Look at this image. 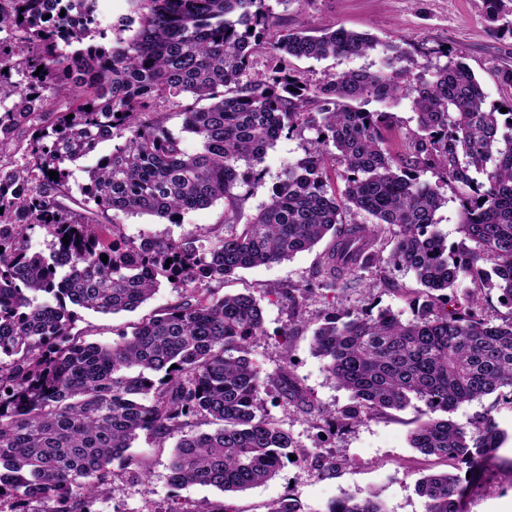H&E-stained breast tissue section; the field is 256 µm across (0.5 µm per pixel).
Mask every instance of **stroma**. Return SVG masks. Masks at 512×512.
Segmentation results:
<instances>
[{
	"label": "stroma",
	"instance_id": "obj_1",
	"mask_svg": "<svg viewBox=\"0 0 512 512\" xmlns=\"http://www.w3.org/2000/svg\"><path fill=\"white\" fill-rule=\"evenodd\" d=\"M265 10L270 25L277 29H315L336 24L371 33L384 43H396L403 53L398 66L413 77H431L436 69L447 64L446 50H460L479 79L487 104H498L512 96V90L502 87L497 79L498 70L512 68V38L494 33L480 0H292L288 5L283 0H265ZM289 65L319 83L332 74L377 71L384 68L385 62L383 54L374 52L319 61L293 58ZM313 136L310 130L284 136L268 149L263 179L237 189L245 215L256 214L269 202L283 168L303 156ZM117 219L128 238L150 234L177 240L223 229L224 205L218 202L190 211L175 223L146 214L121 213ZM329 246V241L324 240L312 251L297 254L291 260L240 270L221 287L222 293L250 294L261 302L266 334L253 343L251 358L272 378L260 393L261 402L270 416L293 436L299 457L263 485L224 494L208 486H172L167 469L169 448L156 447L151 438L143 436L133 451L146 464L145 485H137L129 473L119 472L111 491L94 503L93 512H146L145 504L149 501L158 512H166L177 501L200 505L208 512H220L224 507L232 512H267L273 503L289 495L303 504L305 512H324L333 500L346 495L361 496L370 490L378 492L386 512H425V503L416 494L415 485L423 475L444 469L445 464L409 446L410 432L426 411L423 403L367 420L325 439L313 427L312 415L285 406L277 397L274 379L285 372L318 410L334 411L349 403V393L336 385L311 350L310 326L324 315L329 304L359 314L387 309L404 320L414 315L413 302L422 287L412 274L393 265L392 244L387 241L381 247L376 266L346 277L336 290L317 291L303 311L304 326L295 330L290 342H283L280 332L293 318L287 302L278 298L275 291L314 284ZM178 299V291L164 284L147 303L131 313L104 315L79 310L74 329L87 341L107 343L130 323L167 308ZM488 408L500 428L508 432L509 439L475 483L465 508L466 512H512V486L502 479L503 471L512 466V404L489 395L459 405L451 418L464 424ZM317 454L334 456L335 472L321 474L314 470L311 458Z\"/></svg>",
	"mask_w": 512,
	"mask_h": 512
}]
</instances>
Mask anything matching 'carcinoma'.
I'll return each instance as SVG.
<instances>
[{"label": "carcinoma", "mask_w": 512, "mask_h": 512, "mask_svg": "<svg viewBox=\"0 0 512 512\" xmlns=\"http://www.w3.org/2000/svg\"><path fill=\"white\" fill-rule=\"evenodd\" d=\"M511 1L481 0L493 22L512 14ZM98 2L0 0V512H91L112 485L113 462L144 467L132 452L142 433L159 448L177 438L168 461L177 487L237 493L278 475L295 444L265 412L264 379L249 357L265 335L262 308L250 294L219 296L207 284L288 261L331 232L317 277L318 286L336 287L380 259L365 225L342 222L350 211L392 233L390 259L425 297L409 321L388 310L324 317L313 350L351 402L318 413L314 428L329 437L423 403L431 417L411 431L410 446L453 465L420 479L416 493L426 512H465L467 475L484 473L508 440L489 409L465 425L444 414L502 389L512 401V316L496 324L484 309L485 291L496 290L512 310V100L487 106L473 71L454 58L427 80L349 71L315 84L283 63L364 56L379 42L334 26L272 33L263 0H131L136 28L126 18L102 23ZM72 12L82 17L77 26ZM259 48L271 74L253 80ZM61 84L72 88L63 111L31 98ZM393 97L410 100L417 122L396 151L385 138L392 114L353 106ZM172 111L197 138L195 152L165 129ZM305 129L316 138L304 156L244 218L239 183L262 176L283 134ZM25 132L26 164L1 165ZM114 139L81 187L93 207L72 211L64 204L69 165ZM338 164L339 193L330 184ZM429 171L438 182L423 179ZM449 184L461 189L463 242L455 247L436 230ZM218 200L224 233L204 244L149 234L136 242L122 224L96 220L109 210L173 220ZM35 226L51 237L48 258L27 245ZM462 276L475 289L460 301L448 290ZM164 282L181 300L131 332L109 344L73 333V307L132 312ZM312 294L278 291L297 319ZM278 394L314 409L285 377ZM201 418L216 429L195 431ZM325 512L386 510L370 492L336 499Z\"/></svg>", "instance_id": "1"}]
</instances>
